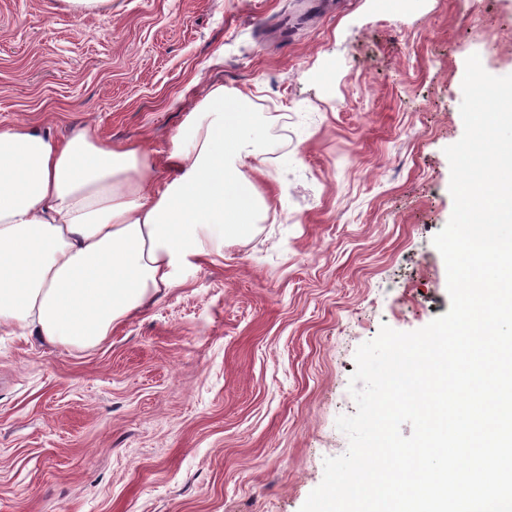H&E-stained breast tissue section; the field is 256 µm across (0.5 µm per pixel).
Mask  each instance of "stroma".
<instances>
[{"label":"stroma","instance_id":"obj_1","mask_svg":"<svg viewBox=\"0 0 512 512\" xmlns=\"http://www.w3.org/2000/svg\"><path fill=\"white\" fill-rule=\"evenodd\" d=\"M474 53L512 74V0H0V127L91 124L165 170L220 85L265 132L223 256L92 348L0 330V512H299L348 448L358 346L450 307Z\"/></svg>","mask_w":512,"mask_h":512}]
</instances>
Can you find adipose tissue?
<instances>
[{
    "instance_id": "obj_1",
    "label": "adipose tissue",
    "mask_w": 512,
    "mask_h": 512,
    "mask_svg": "<svg viewBox=\"0 0 512 512\" xmlns=\"http://www.w3.org/2000/svg\"><path fill=\"white\" fill-rule=\"evenodd\" d=\"M172 154L180 166L162 181L139 142L90 126L62 141L0 129V327L94 347L179 287L180 268L252 230L261 144L250 113L213 89Z\"/></svg>"
}]
</instances>
